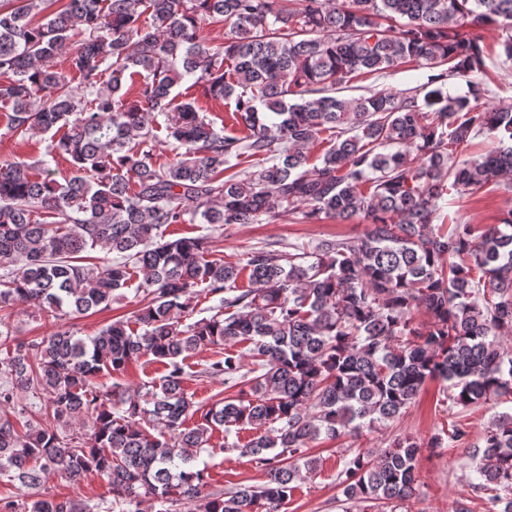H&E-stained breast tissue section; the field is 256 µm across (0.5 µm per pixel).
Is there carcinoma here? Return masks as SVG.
Masks as SVG:
<instances>
[{"instance_id":"obj_1","label":"carcinoma","mask_w":512,"mask_h":512,"mask_svg":"<svg viewBox=\"0 0 512 512\" xmlns=\"http://www.w3.org/2000/svg\"><path fill=\"white\" fill-rule=\"evenodd\" d=\"M224 24L212 47L204 23ZM472 25L506 33L512 0H0V99L8 130L54 131L40 160L0 163V310L15 304L63 316L94 314L123 296L135 273L147 303L141 331L116 320L93 336L66 329L30 341L0 330V477L33 489L57 474L75 485L107 479L110 512H279L294 483L313 474L320 439L377 430L403 415L429 380L447 383L448 410L512 398V210L477 232L435 225L448 195L512 175V102L487 107L476 75L485 54ZM82 40L76 42L74 38ZM71 48L69 70L57 66ZM414 62L450 69L408 92L341 98L357 73ZM141 75L134 97L125 78ZM188 77L233 104L238 136L218 132L173 88ZM464 80L465 95L448 91ZM173 160L153 161L157 129ZM336 141L320 163L308 150ZM483 137L490 148L462 154ZM253 158L260 168L242 167ZM368 222L362 237L326 238L309 251L270 244L228 261L207 238L167 240L171 224H275L283 219ZM115 255L100 266L83 253ZM246 274L247 288L237 287ZM218 297L209 317L183 324L196 288ZM422 312L427 321L415 322ZM209 346L224 358L189 373ZM151 355L159 383L125 392L98 379ZM219 377L238 388L209 408L188 382ZM17 389L48 397L50 425L14 408ZM91 425L78 436L55 425ZM199 419L189 423L194 416ZM254 430L227 451L254 457L261 485L203 493L196 464L214 431ZM400 438L353 451L336 475L357 512H412L423 447ZM448 447L465 449L473 491L512 512V414L473 444L459 422ZM0 512H86L77 500L35 499Z\"/></svg>"}]
</instances>
